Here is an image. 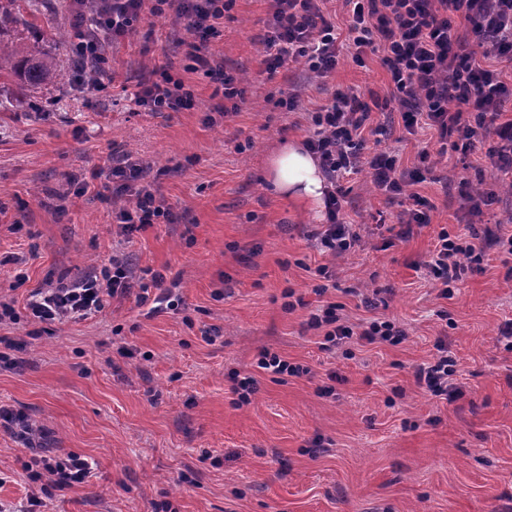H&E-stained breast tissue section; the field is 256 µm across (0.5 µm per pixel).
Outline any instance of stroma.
<instances>
[{
    "instance_id": "35a3bbf8",
    "label": "stroma",
    "mask_w": 512,
    "mask_h": 512,
    "mask_svg": "<svg viewBox=\"0 0 512 512\" xmlns=\"http://www.w3.org/2000/svg\"><path fill=\"white\" fill-rule=\"evenodd\" d=\"M17 0L23 23L0 35V49L38 46L63 77L32 89L0 82V253L27 258L28 280L14 285L0 267V294L13 295L16 320L0 325L21 350L0 358V405L34 422L32 445L0 427V503L27 500L23 464L37 448L76 453L90 477L43 498L37 512H512V350L499 331L512 318V255L488 250L478 274L441 297L422 267L438 231L465 228L464 188L494 190L482 223L512 216V178L489 153L441 151L428 130L407 132L381 53H344L327 81L289 63L265 70L261 39L273 0H232L209 48L243 80L238 111H215L214 86L182 68L190 34L174 14L143 11L135 31L107 45L95 81L73 69L74 31L94 0ZM168 69L191 85L197 109L151 112L134 97ZM350 89L382 125L383 147L399 167L434 164L413 185L429 225L399 238L403 208L365 173L342 179L347 219L368 225L363 247L332 259L308 237L316 215L271 193L266 161L279 145L306 139L307 112L334 89ZM298 96L288 111L281 99ZM147 166L176 214L125 239L112 220V180L86 192L77 184L112 166L113 150ZM129 254L142 271L166 280L154 303L128 298L78 322L44 324L25 308L29 290L49 276L92 272ZM336 269V286L314 287L318 267ZM293 289L302 306L284 307ZM344 305L350 324L389 320L405 328L397 345L359 339L323 348L307 329L322 305ZM457 360L464 394L431 397L413 377L438 343ZM270 350L308 374L275 376L257 368ZM252 374L250 404L233 403L228 375ZM333 385L330 396L320 395ZM321 448H314V441Z\"/></svg>"
}]
</instances>
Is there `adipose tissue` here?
<instances>
[{"label": "adipose tissue", "mask_w": 512, "mask_h": 512, "mask_svg": "<svg viewBox=\"0 0 512 512\" xmlns=\"http://www.w3.org/2000/svg\"><path fill=\"white\" fill-rule=\"evenodd\" d=\"M267 183L275 194L322 213L325 179L317 161L300 141L284 142L271 154Z\"/></svg>", "instance_id": "ef3b65f1"}]
</instances>
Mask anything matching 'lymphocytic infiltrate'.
Returning <instances> with one entry per match:
<instances>
[{"label": "lymphocytic infiltrate", "instance_id": "f902f5d3", "mask_svg": "<svg viewBox=\"0 0 512 512\" xmlns=\"http://www.w3.org/2000/svg\"><path fill=\"white\" fill-rule=\"evenodd\" d=\"M326 2L275 0L264 39L268 73L299 60L325 79L335 72L343 48H353L359 55L369 50L382 52V62L403 108L406 130L426 126L436 131L441 143L464 152L474 148L479 131L493 132L498 143L491 152L492 164L496 170L512 174V119H504L502 112L504 97L512 94V83L495 66L499 60L512 63V0H342L343 7L350 10L344 36L327 20ZM146 7L156 15L171 12L186 20L192 34L185 44L188 71L209 78L222 100L243 97L239 78L225 71L207 47L210 36L224 22L227 0H153L149 5L144 0H112L110 9L97 14L101 38H81L78 51L100 55L102 38L116 40L130 33ZM458 16L482 36V53L469 50L454 25ZM137 102L152 112L190 111L197 106L191 86L166 71L142 87ZM368 117L367 105L340 90L308 113L313 133L304 146L327 178L323 222L314 238L324 253L335 258L355 251L364 241L361 225L347 223L341 215L340 178L367 172L376 188L393 197L406 195L408 187L422 178L420 169L400 170L396 155L389 151L364 152ZM112 177L121 181L122 191L134 197L131 206L114 212L123 235L170 221L169 208L151 186H134L136 168L115 165ZM495 246L512 254V234L474 227L456 235L440 230L426 274L439 285L441 296H448L463 275L480 270L487 250ZM163 279V274L156 272L150 283H139L130 264L115 256L83 278L70 281L62 276L55 287L32 291L26 306L34 318L46 323L85 320L132 292L139 304H147L151 285ZM307 326L322 332L325 342L335 346L355 335L369 344H397L406 336L405 329L391 321L375 320L354 332L336 303L311 315ZM456 373V359L442 346L433 362L418 367L415 381L431 396L451 399L462 394L454 381ZM25 472L28 503L37 507L42 497L83 483L91 465L74 453L37 456L26 464Z\"/></svg>", "mask_w": 512, "mask_h": 512}]
</instances>
